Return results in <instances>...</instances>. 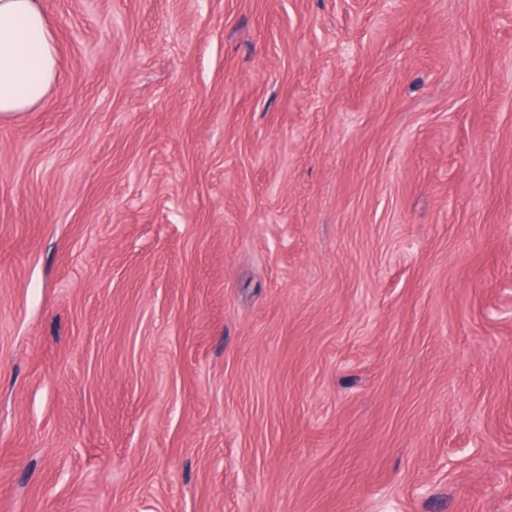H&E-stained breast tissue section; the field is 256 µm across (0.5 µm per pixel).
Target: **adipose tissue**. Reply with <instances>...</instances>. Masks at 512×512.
I'll return each instance as SVG.
<instances>
[{
    "instance_id": "adipose-tissue-1",
    "label": "adipose tissue",
    "mask_w": 512,
    "mask_h": 512,
    "mask_svg": "<svg viewBox=\"0 0 512 512\" xmlns=\"http://www.w3.org/2000/svg\"><path fill=\"white\" fill-rule=\"evenodd\" d=\"M59 73L56 38L41 0H0V119L40 103Z\"/></svg>"
}]
</instances>
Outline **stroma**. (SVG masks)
<instances>
[{"label": "stroma", "instance_id": "obj_1", "mask_svg": "<svg viewBox=\"0 0 512 512\" xmlns=\"http://www.w3.org/2000/svg\"><path fill=\"white\" fill-rule=\"evenodd\" d=\"M42 7L0 512H512V0Z\"/></svg>", "mask_w": 512, "mask_h": 512}]
</instances>
